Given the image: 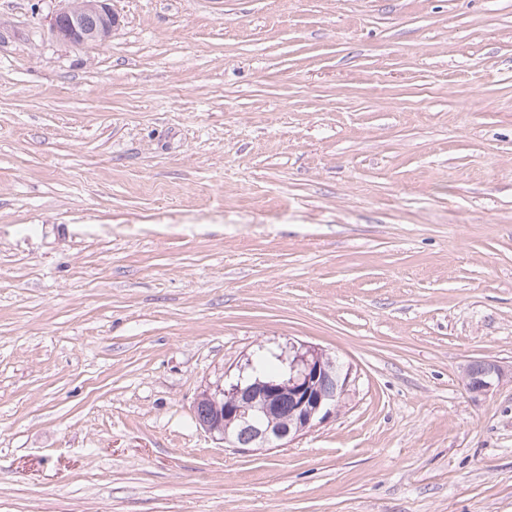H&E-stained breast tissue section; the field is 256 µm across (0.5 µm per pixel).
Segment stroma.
I'll use <instances>...</instances> for the list:
<instances>
[{
  "label": "stroma",
  "instance_id": "1",
  "mask_svg": "<svg viewBox=\"0 0 512 512\" xmlns=\"http://www.w3.org/2000/svg\"><path fill=\"white\" fill-rule=\"evenodd\" d=\"M111 6L0 0V512H512V0ZM300 344L335 414L197 424ZM110 1H67L70 6L55 13L50 27L59 40L72 44L104 41L119 26V16L110 7ZM504 369L492 362H475L467 372L468 385L471 391L481 393L489 390L494 382L503 379Z\"/></svg>",
  "mask_w": 512,
  "mask_h": 512
}]
</instances>
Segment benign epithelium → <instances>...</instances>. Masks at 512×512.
I'll list each match as a JSON object with an SVG mask.
<instances>
[{
  "mask_svg": "<svg viewBox=\"0 0 512 512\" xmlns=\"http://www.w3.org/2000/svg\"><path fill=\"white\" fill-rule=\"evenodd\" d=\"M110 0H70V6L51 18L55 36L72 44L104 41L119 26V16ZM504 369L492 362H475L467 372L471 391L481 393L503 379ZM350 369L325 358L321 349L293 346L288 376L271 380L240 377L224 388V420L200 422L209 433L220 435L225 444L236 445L235 424L256 448H280L327 419L336 400L345 392ZM292 398L294 409L288 420L278 417L282 396Z\"/></svg>",
  "mask_w": 512,
  "mask_h": 512,
  "instance_id": "7a95c632",
  "label": "benign epithelium"
}]
</instances>
